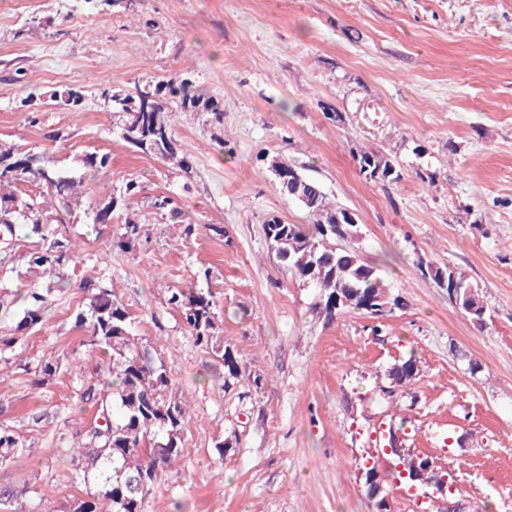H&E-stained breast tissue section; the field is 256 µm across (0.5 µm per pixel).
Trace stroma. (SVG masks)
Listing matches in <instances>:
<instances>
[{
  "mask_svg": "<svg viewBox=\"0 0 512 512\" xmlns=\"http://www.w3.org/2000/svg\"><path fill=\"white\" fill-rule=\"evenodd\" d=\"M135 4L0 0V143L49 148L69 172L85 153L112 157L63 227L83 246L70 283L54 289L42 324L0 354V426L23 449L0 463V484L18 491L23 512H71L85 495L62 458L92 418L75 390L96 379L97 360L73 320L91 280L137 317L136 336L152 340L192 406L184 455L143 512H372L360 469L389 428L452 475L459 503L512 512V0ZM173 76L191 78L224 110L218 129L202 113L173 110L187 173L133 153L100 95ZM70 88L82 92L79 107L59 98ZM30 94L34 126L17 108ZM57 129L67 140L49 143ZM364 150L387 157L398 180L367 179ZM275 156L356 214L360 235L344 246L385 265L403 309L316 312V289L273 257L263 233L271 215L307 221L279 192ZM131 177L144 187L132 207L142 237L100 259L122 219L95 226L84 209ZM168 191L224 236L188 238L156 214L151 197ZM36 244L0 257L10 290L0 332L16 331L19 290L47 283L26 263ZM428 264L471 280L482 324L422 275ZM203 269L221 307L217 334L249 373L229 386L223 361L166 305L167 289ZM412 354L419 379L391 384L390 368ZM79 357L81 376L38 389L24 370L35 358Z\"/></svg>",
  "mask_w": 512,
  "mask_h": 512,
  "instance_id": "35a3bbf8",
  "label": "stroma"
}]
</instances>
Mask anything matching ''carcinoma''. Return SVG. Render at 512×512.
Masks as SVG:
<instances>
[{
    "label": "carcinoma",
    "instance_id": "cac0c4a2",
    "mask_svg": "<svg viewBox=\"0 0 512 512\" xmlns=\"http://www.w3.org/2000/svg\"><path fill=\"white\" fill-rule=\"evenodd\" d=\"M102 95L111 102L118 114L117 128L121 138L135 154L173 163L180 171L189 173L192 164L186 155L179 154L177 140L170 120V108L204 112L215 126L224 123V110L218 101L199 94L187 78L171 77L155 84L136 88V95L121 96L107 87ZM360 171L371 180L386 181V176H375L374 171L393 170L386 157L362 151L358 157ZM112 166L108 153L88 152L81 159L82 173L67 174L56 169L49 151L36 153L24 145H0V249L13 251L20 246L16 229L26 230L25 237L36 236L41 248L32 252L28 264L34 271L58 278V287L67 285L69 270L77 254L72 242L60 232L69 212L71 199L85 180ZM305 199L292 192L288 181L279 182L282 195L297 203L307 214L309 223L290 224L278 216L267 218L263 225L271 253L288 265L300 280L318 289L320 302L316 309L331 319L340 313L362 311L373 317L384 316L382 298L390 295L384 284L383 269L379 264H367L353 250L338 247L336 240L350 238V224H337L336 216L343 208L331 201L322 185L305 178ZM46 188L57 199L55 210L44 193H29V188ZM143 192L139 180L128 178L120 190L111 192L87 207L86 216L92 224L112 223L113 213L131 212V207ZM151 207L160 215L168 216L182 225L185 237L205 230L215 236H224L222 224H198L186 217L178 200L158 194L151 198ZM140 239V224L126 217L123 232L106 242V249L129 250ZM423 275L434 282L446 279V290L451 285L466 286L468 278L455 269L429 265ZM82 288L90 295L86 308L76 312L74 324L88 329L91 353L110 355L108 377L96 384L76 389V400L81 406L95 411V417L78 445L79 455L73 457L80 465L83 482L95 487L77 500L73 512H142L146 495L157 486L163 473L183 455V431L190 418L183 397L171 396L172 381L163 362L155 361L149 348L133 335L134 317L112 294V290L92 281ZM52 290L30 288L23 295L26 307L16 331L33 329L41 324L49 305ZM344 301L336 302V296ZM167 305L179 312L196 342L213 352L224 362L228 376L234 380L245 374L229 346L214 343L218 319V303L209 290L199 288H172ZM71 366L62 360H42L32 368L33 384L40 387ZM418 359L411 355L389 371L392 383L411 386L419 377ZM380 453L394 460L392 479L409 487L429 491L448 487V473L432 466L413 479V473L423 468V459L392 445V439H383ZM391 450H386V447ZM23 449L10 430L0 427V462L15 458ZM18 493L11 487L0 486V512H14Z\"/></svg>",
    "mask_w": 512,
    "mask_h": 512
}]
</instances>
